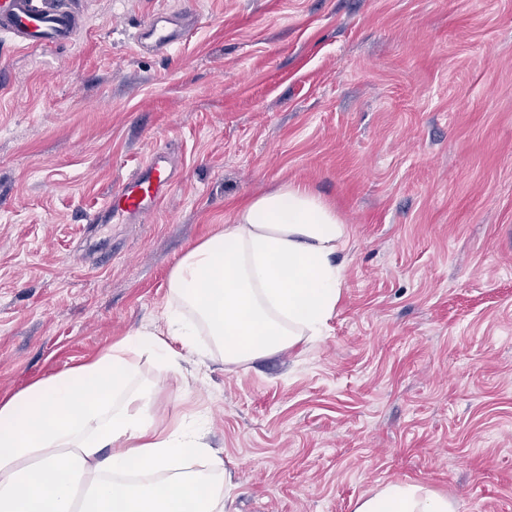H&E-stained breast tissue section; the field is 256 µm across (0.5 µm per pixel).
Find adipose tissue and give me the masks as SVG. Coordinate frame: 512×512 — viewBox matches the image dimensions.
<instances>
[{
    "label": "adipose tissue",
    "instance_id": "obj_1",
    "mask_svg": "<svg viewBox=\"0 0 512 512\" xmlns=\"http://www.w3.org/2000/svg\"><path fill=\"white\" fill-rule=\"evenodd\" d=\"M349 228L308 186L249 198L233 223L173 266L163 324L0 399V512H227L235 488L194 420L159 428L142 356L184 374L200 332L229 366L321 335L345 281ZM354 512H456L453 500L390 483Z\"/></svg>",
    "mask_w": 512,
    "mask_h": 512
}]
</instances>
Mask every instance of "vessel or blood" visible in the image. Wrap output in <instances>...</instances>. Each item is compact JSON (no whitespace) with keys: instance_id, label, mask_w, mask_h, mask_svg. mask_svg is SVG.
Returning a JSON list of instances; mask_svg holds the SVG:
<instances>
[{"instance_id":"obj_1","label":"vessel or blood","mask_w":512,"mask_h":512,"mask_svg":"<svg viewBox=\"0 0 512 512\" xmlns=\"http://www.w3.org/2000/svg\"><path fill=\"white\" fill-rule=\"evenodd\" d=\"M191 13L159 10L138 26L133 42L142 52L164 54L190 33ZM83 21L60 0H0V35H9L26 49L71 47ZM173 184L165 149H155L148 160L115 185L87 221L100 223L107 214H119L135 223L150 215Z\"/></svg>"}]
</instances>
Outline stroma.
Listing matches in <instances>:
<instances>
[{"instance_id":"obj_1","label":"stroma","mask_w":512,"mask_h":512,"mask_svg":"<svg viewBox=\"0 0 512 512\" xmlns=\"http://www.w3.org/2000/svg\"><path fill=\"white\" fill-rule=\"evenodd\" d=\"M70 2L74 48L0 40V398L161 325L181 255L302 184L350 229L322 336L196 376L141 359L161 425L199 415L236 512L391 482L512 512V0ZM161 9L194 29L138 52ZM158 145L159 212L87 223Z\"/></svg>"}]
</instances>
